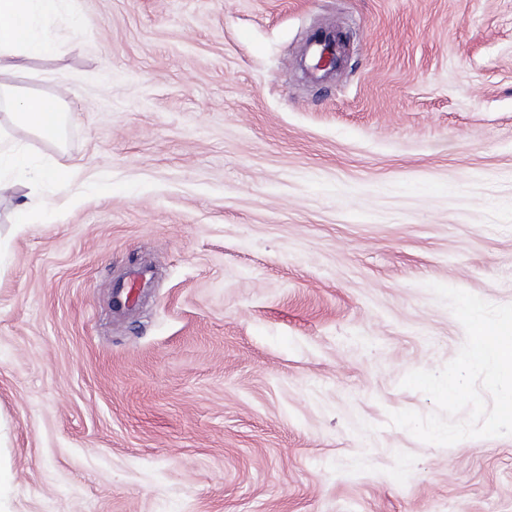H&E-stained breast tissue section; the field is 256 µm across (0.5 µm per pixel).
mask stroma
I'll return each mask as SVG.
<instances>
[{
    "mask_svg": "<svg viewBox=\"0 0 512 512\" xmlns=\"http://www.w3.org/2000/svg\"><path fill=\"white\" fill-rule=\"evenodd\" d=\"M0 106V512H512V435L390 413L512 304V0H66ZM338 29L333 74L300 57ZM36 203L34 221H14ZM148 267L134 310L117 280ZM0 98L9 102L16 122L48 141L59 139L65 121L62 101L21 92L20 88L0 82ZM32 166V160L26 155L14 150H0V190L12 186L11 179L25 175Z\"/></svg>",
    "mask_w": 512,
    "mask_h": 512,
    "instance_id": "obj_1",
    "label": "stroma"
}]
</instances>
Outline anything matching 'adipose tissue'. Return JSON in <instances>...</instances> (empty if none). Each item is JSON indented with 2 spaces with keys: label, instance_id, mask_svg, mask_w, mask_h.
<instances>
[{
  "label": "adipose tissue",
  "instance_id": "adipose-tissue-1",
  "mask_svg": "<svg viewBox=\"0 0 512 512\" xmlns=\"http://www.w3.org/2000/svg\"><path fill=\"white\" fill-rule=\"evenodd\" d=\"M64 0H0V77L16 70V61L49 54L56 41L48 22ZM0 99L12 107L16 122L48 141L58 140L65 121L62 102L20 91L0 80Z\"/></svg>",
  "mask_w": 512,
  "mask_h": 512
}]
</instances>
